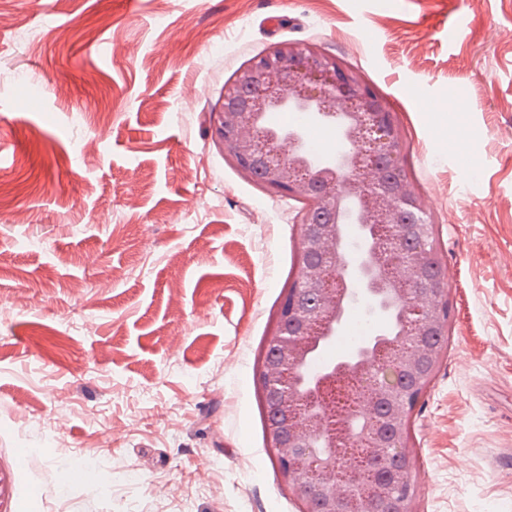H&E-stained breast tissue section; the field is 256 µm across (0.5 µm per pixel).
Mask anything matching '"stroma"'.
<instances>
[{
    "label": "stroma",
    "instance_id": "35a3bbf8",
    "mask_svg": "<svg viewBox=\"0 0 512 512\" xmlns=\"http://www.w3.org/2000/svg\"><path fill=\"white\" fill-rule=\"evenodd\" d=\"M512 0H0V512H299L255 385L299 201L225 81L315 43L396 112L454 321L417 512H512ZM93 467L104 486L64 482Z\"/></svg>",
    "mask_w": 512,
    "mask_h": 512
}]
</instances>
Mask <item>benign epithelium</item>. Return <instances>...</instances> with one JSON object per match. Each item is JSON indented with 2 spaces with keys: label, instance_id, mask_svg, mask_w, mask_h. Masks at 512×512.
Returning a JSON list of instances; mask_svg holds the SVG:
<instances>
[{
  "label": "benign epithelium",
  "instance_id": "obj_1",
  "mask_svg": "<svg viewBox=\"0 0 512 512\" xmlns=\"http://www.w3.org/2000/svg\"><path fill=\"white\" fill-rule=\"evenodd\" d=\"M284 108L336 123L343 147L313 155L296 130L282 138L262 133L263 119ZM219 144L247 178L306 204L299 274L283 292L256 370L269 407L266 448L281 482L299 495L301 512H374L364 487L371 471L388 492L389 512H417L409 412L448 354L438 337L451 311L445 294L418 304L414 284L426 278L439 239L402 171L405 145L395 113L339 57L316 44L280 42L225 83ZM352 205L354 223L372 225L374 236L364 257L352 259L365 272L348 283L334 273L341 224ZM353 291L380 315L392 297L412 308L414 318L393 337L378 325L373 340L344 352L300 392L297 373L320 345L335 340Z\"/></svg>",
  "mask_w": 512,
  "mask_h": 512
}]
</instances>
